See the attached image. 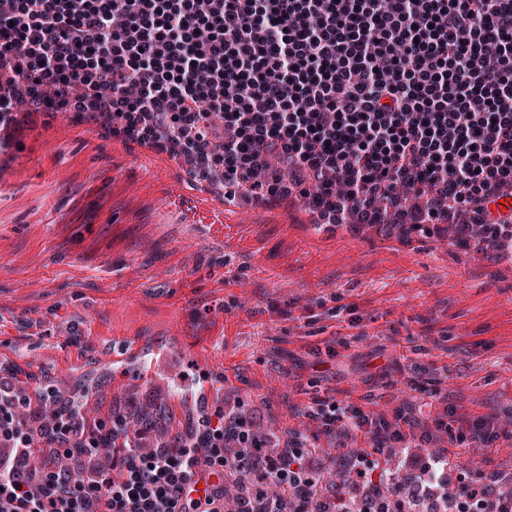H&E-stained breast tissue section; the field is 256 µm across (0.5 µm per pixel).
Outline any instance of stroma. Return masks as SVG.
<instances>
[{"label":"stroma","instance_id":"stroma-1","mask_svg":"<svg viewBox=\"0 0 512 512\" xmlns=\"http://www.w3.org/2000/svg\"><path fill=\"white\" fill-rule=\"evenodd\" d=\"M187 169L62 113L0 148V366L28 395L47 377L84 385L105 420L165 381L175 425L226 396L308 435L306 408L326 397L408 404L428 422L437 380L459 414L512 412V261L449 240L319 233L298 200L229 222L222 191ZM131 341L146 369H113ZM449 451L459 468L512 473V441Z\"/></svg>","mask_w":512,"mask_h":512}]
</instances>
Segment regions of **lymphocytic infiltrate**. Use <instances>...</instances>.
Segmentation results:
<instances>
[{
  "label": "lymphocytic infiltrate",
  "mask_w": 512,
  "mask_h": 512,
  "mask_svg": "<svg viewBox=\"0 0 512 512\" xmlns=\"http://www.w3.org/2000/svg\"><path fill=\"white\" fill-rule=\"evenodd\" d=\"M60 112L229 200L296 196L330 230L512 252V214L489 209L512 196V0H0V132ZM40 392L33 429L0 376V512H512L505 476L438 445L511 439L490 417L314 401L317 435L369 444L324 496L309 436L272 453L242 404L159 445L153 419L91 425Z\"/></svg>",
  "instance_id": "obj_1"
}]
</instances>
